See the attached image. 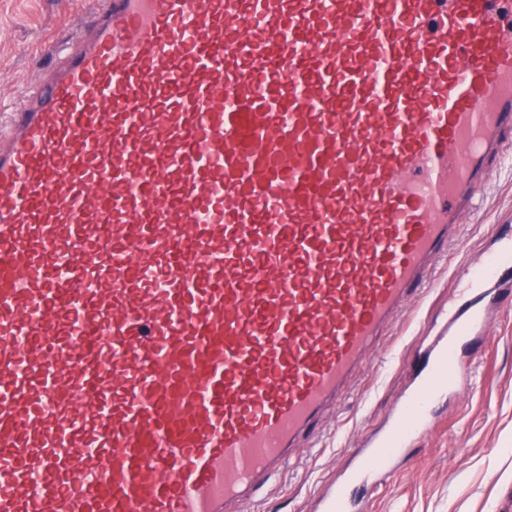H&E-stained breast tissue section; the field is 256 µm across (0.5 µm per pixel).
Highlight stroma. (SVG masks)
<instances>
[{
	"label": "stroma",
	"instance_id": "1",
	"mask_svg": "<svg viewBox=\"0 0 512 512\" xmlns=\"http://www.w3.org/2000/svg\"><path fill=\"white\" fill-rule=\"evenodd\" d=\"M93 0H0V107L27 90L53 47L72 42ZM497 224L512 225V161L493 173L465 217L464 245L449 250L421 299L381 336L348 394L254 496L231 512H312L349 453L379 429L405 391L432 326L448 315L461 274L479 263ZM468 383L437 406L429 431L406 449L391 476L356 494L360 512H512V309L464 345Z\"/></svg>",
	"mask_w": 512,
	"mask_h": 512
}]
</instances>
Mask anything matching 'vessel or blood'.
<instances>
[{
    "instance_id": "vessel-or-blood-1",
    "label": "vessel or blood",
    "mask_w": 512,
    "mask_h": 512,
    "mask_svg": "<svg viewBox=\"0 0 512 512\" xmlns=\"http://www.w3.org/2000/svg\"><path fill=\"white\" fill-rule=\"evenodd\" d=\"M0 111V512H224L346 394L512 156V0H99ZM499 237L389 475L512 288Z\"/></svg>"
}]
</instances>
